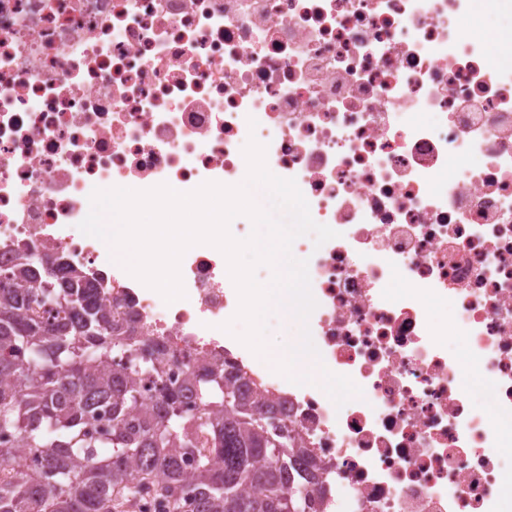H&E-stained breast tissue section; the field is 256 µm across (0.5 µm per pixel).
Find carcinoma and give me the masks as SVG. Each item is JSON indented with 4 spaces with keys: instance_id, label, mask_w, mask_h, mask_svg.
Returning a JSON list of instances; mask_svg holds the SVG:
<instances>
[{
    "instance_id": "obj_1",
    "label": "carcinoma",
    "mask_w": 512,
    "mask_h": 512,
    "mask_svg": "<svg viewBox=\"0 0 512 512\" xmlns=\"http://www.w3.org/2000/svg\"><path fill=\"white\" fill-rule=\"evenodd\" d=\"M85 284L49 255L0 279V464L21 474L0 485V512H122L154 487L164 512H301L315 466L275 401L243 390L237 366L199 361L180 385L157 377L145 404L139 381L157 372V346L120 336ZM208 391L205 423L180 413L185 393Z\"/></svg>"
}]
</instances>
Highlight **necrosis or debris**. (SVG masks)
I'll return each instance as SVG.
<instances>
[{"label": "necrosis or debris", "mask_w": 512, "mask_h": 512, "mask_svg": "<svg viewBox=\"0 0 512 512\" xmlns=\"http://www.w3.org/2000/svg\"><path fill=\"white\" fill-rule=\"evenodd\" d=\"M471 2L0 0V273L21 251L88 271L166 380L242 365L320 466L315 512H512V32L459 36ZM251 137L338 233L294 245L321 360L363 391L346 405L224 336L239 297L218 249L185 252L168 304L78 231L97 188L237 184Z\"/></svg>", "instance_id": "necrosis-or-debris-1"}]
</instances>
